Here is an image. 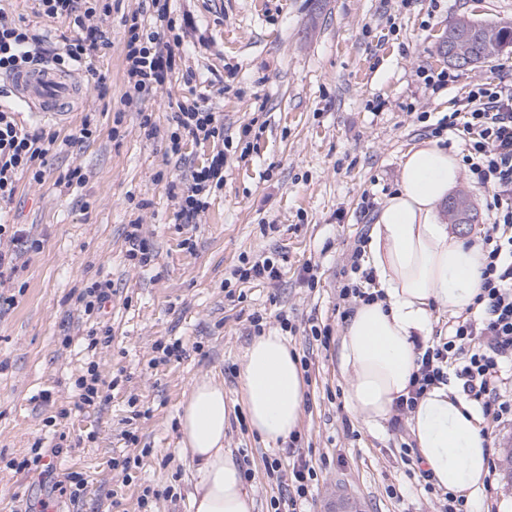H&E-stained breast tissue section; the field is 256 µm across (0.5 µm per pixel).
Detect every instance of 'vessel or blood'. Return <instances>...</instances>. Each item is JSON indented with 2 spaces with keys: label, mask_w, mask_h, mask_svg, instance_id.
I'll list each match as a JSON object with an SVG mask.
<instances>
[{
  "label": "vessel or blood",
  "mask_w": 512,
  "mask_h": 512,
  "mask_svg": "<svg viewBox=\"0 0 512 512\" xmlns=\"http://www.w3.org/2000/svg\"><path fill=\"white\" fill-rule=\"evenodd\" d=\"M17 102L34 115L58 124L68 123L82 102V87L76 75L37 67L11 76Z\"/></svg>",
  "instance_id": "obj_1"
}]
</instances>
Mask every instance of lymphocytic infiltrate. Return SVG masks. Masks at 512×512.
Returning a JSON list of instances; mask_svg holds the SVG:
<instances>
[{"label":"lymphocytic infiltrate","mask_w":512,"mask_h":512,"mask_svg":"<svg viewBox=\"0 0 512 512\" xmlns=\"http://www.w3.org/2000/svg\"><path fill=\"white\" fill-rule=\"evenodd\" d=\"M153 25L142 11L123 21L127 75V101H139L162 89L176 67L182 38L177 28L193 25L190 15L174 19L168 0H149ZM112 12L106 0H38V15L68 19L72 34L62 46L49 47L24 20L0 12V76L47 65L58 70L84 69L89 83L104 87L94 59L109 39L102 24ZM146 136L162 137L166 153L178 156L188 142H216L220 151L196 169L188 182H170L178 216L196 223L207 208L211 191L224 185L226 157L224 122L195 99L170 104L165 126H157L151 113L141 115ZM450 133L465 143L462 163L473 182L487 192L486 208L492 222L480 238L482 268L474 303L462 315L450 318L433 340L420 345L417 368L408 393L395 410L405 415L431 388L454 384L486 422H512V397L500 388L512 370V83H473L461 109L432 128L435 137ZM58 134L27 129L13 105L0 102V205L12 202L21 179L42 183L47 155L57 146ZM23 225L0 218V286L16 272L21 254L39 249ZM269 476L278 481L274 512H303L315 470L298 460L289 473L271 463Z\"/></svg>","instance_id":"f902f5d3"}]
</instances>
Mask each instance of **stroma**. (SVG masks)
<instances>
[{
	"instance_id": "1",
	"label": "stroma",
	"mask_w": 512,
	"mask_h": 512,
	"mask_svg": "<svg viewBox=\"0 0 512 512\" xmlns=\"http://www.w3.org/2000/svg\"><path fill=\"white\" fill-rule=\"evenodd\" d=\"M141 0H112L105 26L112 45L96 65L104 89L84 85L82 112L124 111V123H103L94 141L62 147L47 160L46 179L22 183L9 205L11 222L30 226L40 248L28 253L0 309V512L53 504L58 512H191L196 466L181 458L178 412L194 381L215 378L235 406L224 447L248 458L253 512H268L277 496L266 463L311 461L317 476L307 512H334L346 497L360 512H437L435 495L408 477L399 446L407 425H376L350 417L347 381L337 363L344 325L338 311L349 258L374 219L363 197L383 204L396 190L400 161L432 125L455 111L475 81L512 80V53L465 68L444 54L457 18L512 22V0H169L174 18L191 14L182 60L170 82L141 110L125 109L127 90L123 16ZM8 15L25 18L59 42L69 23L37 14L36 0H0ZM449 71L444 89H426L429 74ZM224 117L231 135L250 141L246 159L229 155L224 186L196 226L182 224L168 184L213 152L188 143L182 159L166 155L161 138L139 128V111L165 124L167 104L182 97ZM81 165L77 189L57 186L60 174ZM141 221L157 253L145 272L129 268L125 230ZM195 247L186 250L185 238ZM280 251L282 273L272 283H229L242 261ZM315 265L308 287L300 270ZM96 278L112 282L102 323L112 342L86 350L88 329L76 299ZM268 328L280 314L294 325L289 347L310 362L298 439L270 445L250 430L237 401L243 352L252 340L247 318ZM331 329L328 346L307 336L310 318ZM181 339V359L155 362L154 347ZM114 381L102 407L76 408V380L89 360ZM57 417L48 426V417ZM136 442H129L128 434ZM62 444L51 471L15 472L35 440ZM148 456H141V449ZM139 457L128 470L113 459ZM88 481L79 503L53 493L67 473ZM156 495L148 510L138 498Z\"/></svg>"
}]
</instances>
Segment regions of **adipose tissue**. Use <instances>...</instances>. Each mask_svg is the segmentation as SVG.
<instances>
[{
  "label": "adipose tissue",
  "instance_id": "adipose-tissue-1",
  "mask_svg": "<svg viewBox=\"0 0 512 512\" xmlns=\"http://www.w3.org/2000/svg\"><path fill=\"white\" fill-rule=\"evenodd\" d=\"M460 179L456 155L437 140L402 156L399 186L380 208L365 265L382 299L359 304L345 321L339 366L348 377L347 406L369 424L388 418L416 368V339L434 315L456 317L473 304L481 251L453 234L441 214ZM239 393L248 424L263 442L287 441L298 428L305 382L285 336L269 330L243 354ZM231 406L223 384L195 381L178 414L180 454L196 460L193 512H253L242 473L224 449ZM416 450L438 488L477 497L489 475L492 441L466 398L452 386L431 389L408 417Z\"/></svg>",
  "mask_w": 512,
  "mask_h": 512
}]
</instances>
